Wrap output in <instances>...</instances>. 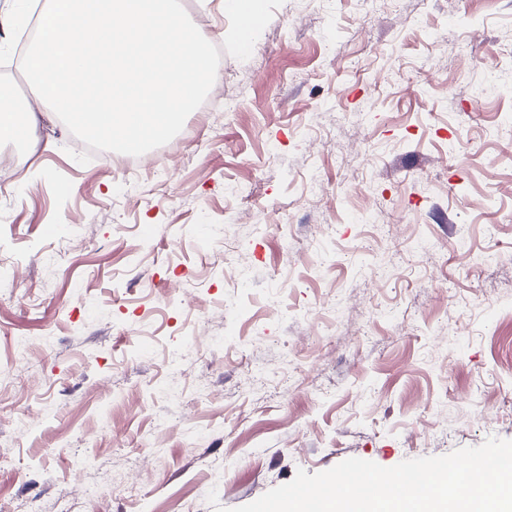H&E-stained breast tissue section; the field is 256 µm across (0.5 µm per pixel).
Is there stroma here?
Masks as SVG:
<instances>
[{"mask_svg": "<svg viewBox=\"0 0 512 512\" xmlns=\"http://www.w3.org/2000/svg\"><path fill=\"white\" fill-rule=\"evenodd\" d=\"M43 2L0 0L20 104ZM180 2L223 68L170 142L129 169L42 105L0 143V512L231 510L512 440V0H261L246 53Z\"/></svg>", "mask_w": 512, "mask_h": 512, "instance_id": "35a3bbf8", "label": "stroma"}]
</instances>
